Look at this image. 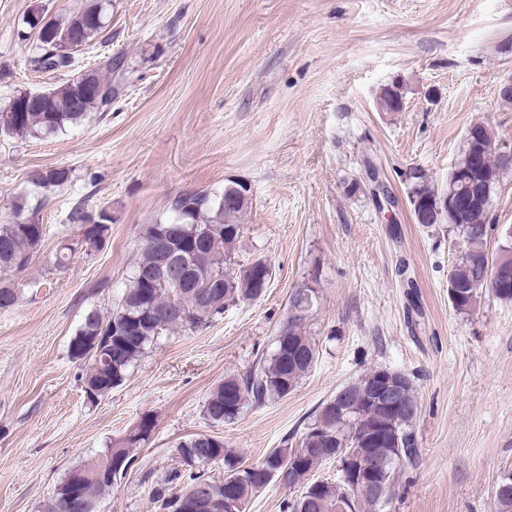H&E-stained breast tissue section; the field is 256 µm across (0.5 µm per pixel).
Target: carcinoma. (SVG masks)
Wrapping results in <instances>:
<instances>
[{
	"label": "carcinoma",
	"mask_w": 512,
	"mask_h": 512,
	"mask_svg": "<svg viewBox=\"0 0 512 512\" xmlns=\"http://www.w3.org/2000/svg\"><path fill=\"white\" fill-rule=\"evenodd\" d=\"M29 17L38 19L41 35L36 37V50L29 59L30 69L36 73L68 71L74 56L57 51L58 40L73 39L86 46L105 28L95 23L88 6L65 17H47L36 8ZM127 68L124 56L109 54L98 66L88 70V82L97 92L79 97L78 83L83 75H76L64 83L46 90L36 101L28 92L20 91L0 110L4 120L0 132L18 138H37L80 124L87 113L112 104L126 82ZM377 105L382 112H400L404 104L399 95L384 88ZM480 137L464 142L463 151L470 146L480 148V160L491 170L499 163L502 146L485 122H475ZM70 179V170L64 166L36 170L31 183L42 189L59 187ZM468 182H453L455 190L465 193L479 190L484 194V206L472 210L465 220L449 225V230L460 240L459 255L448 266L452 279L467 280L470 271L466 265L468 251L480 250L496 263L506 259L512 267V232L495 234L491 224L492 196L496 183L485 185L472 174ZM408 199L412 212L430 214L444 191L438 189L427 173L410 168ZM233 181L221 191L192 190L176 197L169 215L147 224L142 232V248L133 266L132 274L115 306L101 313L89 311L76 330L69 346L72 358L83 362L80 382L85 394L104 397L121 385L132 366L146 350L169 333L203 327L224 313L228 305L260 298L271 281L268 264L260 259L238 270L236 243L242 238L245 220L250 208V197L238 201L230 199L235 193ZM29 213L28 197L16 198L12 205L14 221L0 224V310L13 308L20 296V276L27 271L33 258L44 245V225L18 218ZM79 228L77 244L61 241L53 255V265L65 269L75 246L83 248L90 257L100 251L112 234V213L103 209L92 218L80 203L69 217ZM213 229L209 237L195 242L199 228ZM497 248L490 250L492 239ZM172 244L186 254L185 282L175 288L165 278L153 283L145 281L146 271L157 269L158 246ZM489 292L484 285L475 287L472 295L451 302L453 309L467 314L477 305L481 295ZM318 290L311 286L298 288L292 294L291 314L282 325L284 335L275 337V346L269 356H261L243 373L229 374L215 385L204 403V416L216 425L237 420L248 405L260 406L283 398L292 392L310 371L317 359L316 343L301 329ZM368 371L345 386L346 404L338 409L330 398L319 406L314 420L302 435L299 448H275L263 460L245 466L241 458L224 447V441L207 434L191 435L174 448L175 466L156 481L152 501L157 512H245L251 499L275 481L288 488V463L297 465L294 480L306 495L286 503L288 512H342V498L328 487L314 485L311 473L325 459L336 456V445L342 437L351 438L362 449L364 460L378 467L388 483H398L419 460L415 424L421 407L414 379L405 372H397L406 400L412 411L397 425L400 447L368 448L364 440L375 426L391 424L392 417L372 403L366 384L372 378ZM155 430V420L144 415L127 434L107 448L105 453L72 468L55 491L57 500L44 501L42 512H95L97 502L106 495L112 483L107 473L124 474L134 462L133 452L145 444ZM224 467V475H209L213 465Z\"/></svg>",
	"instance_id": "obj_1"
}]
</instances>
